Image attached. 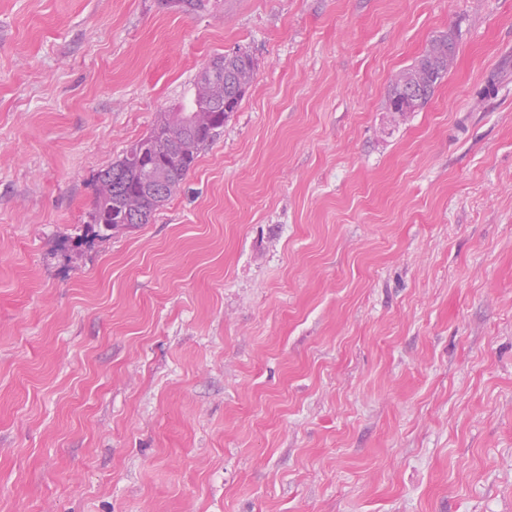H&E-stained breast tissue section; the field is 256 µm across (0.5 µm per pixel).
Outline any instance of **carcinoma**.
<instances>
[{
  "instance_id": "carcinoma-1",
  "label": "carcinoma",
  "mask_w": 512,
  "mask_h": 512,
  "mask_svg": "<svg viewBox=\"0 0 512 512\" xmlns=\"http://www.w3.org/2000/svg\"><path fill=\"white\" fill-rule=\"evenodd\" d=\"M446 35L431 41L425 54L400 71L386 101L389 112H417L433 96L454 58ZM220 74L199 72L190 105L172 107L154 127L149 140H138L94 177L95 201L84 222V240L105 239L137 224H148L179 190L231 114L238 110L254 80L255 63L246 52L219 56Z\"/></svg>"
}]
</instances>
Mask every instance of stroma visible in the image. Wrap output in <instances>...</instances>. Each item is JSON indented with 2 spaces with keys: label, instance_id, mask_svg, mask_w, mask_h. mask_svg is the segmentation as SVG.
<instances>
[{
  "label": "stroma",
  "instance_id": "stroma-1",
  "mask_svg": "<svg viewBox=\"0 0 512 512\" xmlns=\"http://www.w3.org/2000/svg\"><path fill=\"white\" fill-rule=\"evenodd\" d=\"M239 49L181 189L83 241ZM0 512H512V0H0ZM453 58L454 43L448 35L432 40L414 65L395 76L386 101L387 111L418 112L423 109L448 73ZM215 63L220 65V74L210 79L203 71ZM254 72V60L246 52L211 60L196 77L189 107H172L153 128L150 140L132 143L96 173L95 201L84 222L83 239H105L119 229L150 223L179 190L201 150L237 112Z\"/></svg>",
  "mask_w": 512,
  "mask_h": 512
}]
</instances>
